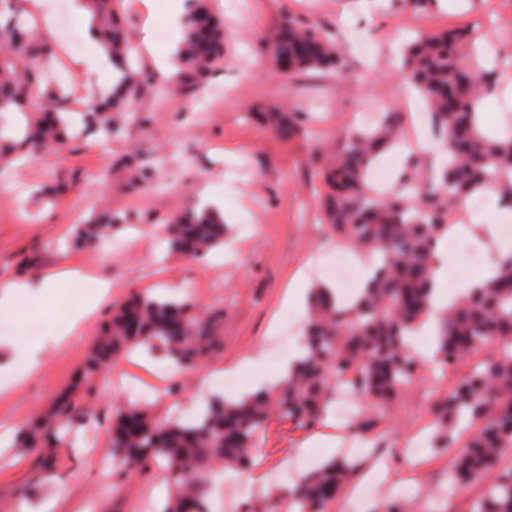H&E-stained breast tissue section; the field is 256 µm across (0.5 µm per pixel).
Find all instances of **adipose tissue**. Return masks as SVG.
Instances as JSON below:
<instances>
[{
    "label": "adipose tissue",
    "instance_id": "obj_1",
    "mask_svg": "<svg viewBox=\"0 0 512 512\" xmlns=\"http://www.w3.org/2000/svg\"><path fill=\"white\" fill-rule=\"evenodd\" d=\"M481 199L480 206L464 205L465 220L452 229L459 240L474 245L482 252L484 261L481 268L474 275L461 280L455 288H445V279L449 268L455 263V258L446 246H439L430 310L407 333L409 342L424 363H434L437 358V345L432 338L443 311L470 290L491 280L497 272L499 257L512 252V236L504 235L501 230L503 224L512 223V210L500 207L495 193H482ZM55 288L56 279L52 276L39 280L1 279L0 310L17 309L19 301L24 298L41 304L48 303Z\"/></svg>",
    "mask_w": 512,
    "mask_h": 512
}]
</instances>
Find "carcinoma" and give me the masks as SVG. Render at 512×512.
Listing matches in <instances>:
<instances>
[{"instance_id": "obj_1", "label": "carcinoma", "mask_w": 512, "mask_h": 512, "mask_svg": "<svg viewBox=\"0 0 512 512\" xmlns=\"http://www.w3.org/2000/svg\"><path fill=\"white\" fill-rule=\"evenodd\" d=\"M21 0H0V168L80 135L110 140L155 74L138 65L122 28L117 0H86L92 10L90 37L119 73L107 95L80 102L50 85L45 68L57 59L55 41L42 38L20 8ZM474 25L452 32H417L408 45L404 76L422 94L435 137L452 142L451 158L438 171H423L411 159L391 193H378L367 175L379 155L396 145L401 113L383 112L370 128H351L340 139L328 163L318 172L325 187L317 209L328 232L357 251L381 256L358 295L344 304L335 295L312 289L305 330V353L288 376L270 390L239 401L213 396L195 419L160 420L145 405L128 404L115 411L112 454L121 466L112 473L122 482L159 464L172 495L161 512H211L207 478L214 463L249 470L258 437L271 420L309 430L320 425L336 391L347 386L361 408L353 426L375 433L385 412L421 376L423 364L409 349L406 332L429 311L434 261L448 234L449 218L463 199L477 190H494L512 208V136L498 141L476 127L477 104L497 91L494 72L472 52ZM259 51L273 63L295 58L294 72H347L336 47L312 23L284 21ZM224 65V30L206 0H190L178 46L177 80L191 87ZM284 140L311 134L317 121L310 112H286L271 103L251 114ZM130 216L110 209L77 228L76 242L96 250ZM226 226L219 211L193 207L159 225V237L171 248L205 259L224 244ZM224 305L200 306L189 296L133 291L118 302L111 320L95 340L69 400L54 403L24 433L23 442L38 448L50 439L67 444L74 420L88 416L76 391L92 385L130 349L140 347L178 374L196 368L224 349ZM438 363L454 369L467 360L473 367L432 402L436 432L431 450L448 449L453 434H471L448 473V485L484 484L470 512H512V254L500 258L497 275L461 297L441 315ZM492 347L495 353L482 358ZM363 473L359 460L333 459L291 487L251 497L238 512H328Z\"/></svg>"}]
</instances>
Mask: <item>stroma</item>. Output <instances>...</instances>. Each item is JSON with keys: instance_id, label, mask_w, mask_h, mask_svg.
<instances>
[{"instance_id": "obj_1", "label": "stroma", "mask_w": 512, "mask_h": 512, "mask_svg": "<svg viewBox=\"0 0 512 512\" xmlns=\"http://www.w3.org/2000/svg\"><path fill=\"white\" fill-rule=\"evenodd\" d=\"M155 5L150 12L143 0H120L134 52L148 68L154 65V52L180 38L170 23L179 0H155ZM212 7L224 20L222 70L184 90L159 76L133 105L142 122L129 125L107 145L77 139L49 158L35 157L0 173V279L59 278L48 310L26 303L22 314L0 316L12 323V340L21 337L27 322L42 326L40 335L30 339L38 349L37 372L0 392V427L12 434H19L72 383L112 311L103 305L82 333L60 338L68 320L60 306L81 307L72 298L74 270L110 281L116 299L152 288L191 295L204 306L223 304L224 349L210 366L235 372L237 395L255 373L275 374L282 356L268 353L270 336L284 317L304 321L290 287L300 280L319 281L306 270L318 236L326 232L314 209L323 191L317 171L365 104L393 112L401 95L413 94L396 69L410 31L461 21L478 24L482 41L500 46L499 77H512V0H431L419 10L405 0H212ZM289 16L322 27L344 57L345 76H284L256 52L257 43ZM147 38L152 41L148 47L143 44ZM362 44L369 55L359 53ZM270 102L287 111L317 112L320 135L285 141L248 121V112ZM46 182L66 186L57 206L44 205L35 194ZM206 196L217 201L230 227L227 247L202 261L166 255L157 225ZM105 205L135 215L136 228L116 232L98 251L70 248L74 225ZM156 378L170 382L134 356L109 367L86 395L92 416L73 426L76 446L53 449L54 468L42 467V449L11 442L0 452V512H20L21 505L34 507L50 498L56 501L55 512H154L161 506L163 469L117 484L110 474L117 462L108 452L115 407L145 393ZM454 380L451 371L427 366L374 437L388 449L376 463L377 480L390 484L395 499L407 486L420 488L418 512H468L483 491L474 483L448 500L432 501L431 491L448 476L452 453H428L405 464L389 454L400 438L431 425L435 393ZM346 434L332 418L310 431L272 423L259 440V466L237 480L246 490L273 476L286 484L295 462L315 468L327 460L329 440L343 441Z\"/></svg>"}]
</instances>
